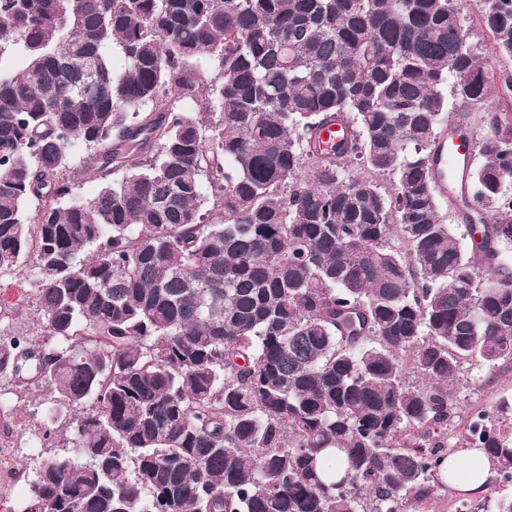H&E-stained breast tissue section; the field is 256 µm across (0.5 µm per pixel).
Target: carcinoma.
<instances>
[{
  "label": "carcinoma",
  "mask_w": 512,
  "mask_h": 512,
  "mask_svg": "<svg viewBox=\"0 0 512 512\" xmlns=\"http://www.w3.org/2000/svg\"><path fill=\"white\" fill-rule=\"evenodd\" d=\"M459 2L0 0V60L17 55L0 68V279L37 328L0 337V377L48 390L34 432L72 449L14 472L27 512L434 499L448 387L472 356L512 357V71L488 77ZM477 15L511 61L512 0ZM450 96L500 101L482 163L448 169L471 198L462 235L433 176L441 137L465 131ZM338 114L349 135L328 150ZM460 443L508 487L461 512H512V399Z\"/></svg>",
  "instance_id": "obj_1"
}]
</instances>
